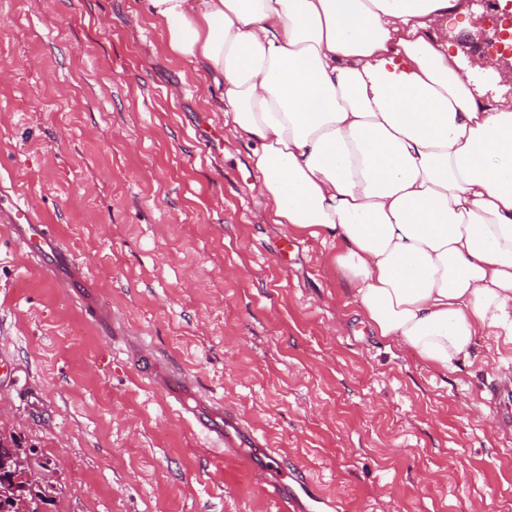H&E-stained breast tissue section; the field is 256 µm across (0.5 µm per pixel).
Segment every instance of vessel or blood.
Returning <instances> with one entry per match:
<instances>
[{
    "label": "vessel or blood",
    "mask_w": 512,
    "mask_h": 512,
    "mask_svg": "<svg viewBox=\"0 0 512 512\" xmlns=\"http://www.w3.org/2000/svg\"><path fill=\"white\" fill-rule=\"evenodd\" d=\"M5 217L8 232L26 248L28 254L45 262L49 271L54 272L64 266L71 270L74 279L85 278L83 266L58 239L51 225L45 223L25 192L15 193ZM188 422L201 432L216 435L219 444L225 448L248 449L250 471L256 486L264 494L277 499L282 512H314L315 508L327 503V496L314 481L304 473L289 472L268 438L246 424L235 411L218 410L202 400Z\"/></svg>",
    "instance_id": "obj_1"
}]
</instances>
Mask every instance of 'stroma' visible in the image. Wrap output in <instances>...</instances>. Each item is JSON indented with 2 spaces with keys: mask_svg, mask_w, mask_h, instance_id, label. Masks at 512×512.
Masks as SVG:
<instances>
[{
  "mask_svg": "<svg viewBox=\"0 0 512 512\" xmlns=\"http://www.w3.org/2000/svg\"><path fill=\"white\" fill-rule=\"evenodd\" d=\"M192 68L145 0H0V203L26 191L88 274L59 284L0 233V433L48 512H278L137 374L141 354L236 407L346 512H512L490 395L512 351L482 335L487 364L446 372L375 336L331 244L258 222L251 145Z\"/></svg>",
  "mask_w": 512,
  "mask_h": 512,
  "instance_id": "35a3bbf8",
  "label": "stroma"
}]
</instances>
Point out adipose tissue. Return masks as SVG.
I'll list each match as a JSON object with an SVG mask.
<instances>
[{
    "label": "adipose tissue",
    "mask_w": 512,
    "mask_h": 512,
    "mask_svg": "<svg viewBox=\"0 0 512 512\" xmlns=\"http://www.w3.org/2000/svg\"><path fill=\"white\" fill-rule=\"evenodd\" d=\"M253 145L272 223L338 244L377 336L448 371L512 346V91L448 41L465 0H146Z\"/></svg>",
    "instance_id": "1"
}]
</instances>
